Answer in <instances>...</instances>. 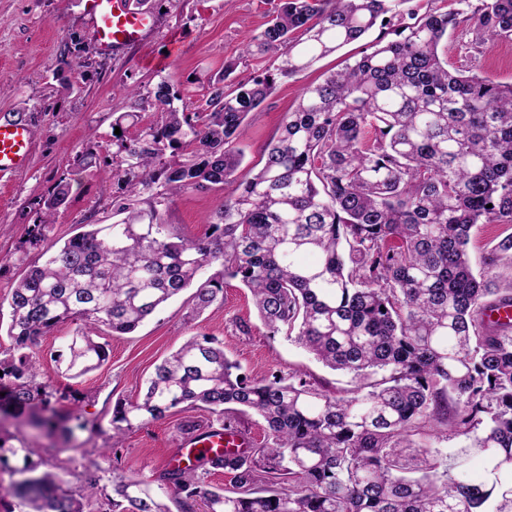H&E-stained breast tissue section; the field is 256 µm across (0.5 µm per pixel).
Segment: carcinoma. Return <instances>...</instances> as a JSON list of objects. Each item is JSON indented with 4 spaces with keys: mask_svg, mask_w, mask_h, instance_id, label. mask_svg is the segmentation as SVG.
Segmentation results:
<instances>
[{
    "mask_svg": "<svg viewBox=\"0 0 512 512\" xmlns=\"http://www.w3.org/2000/svg\"><path fill=\"white\" fill-rule=\"evenodd\" d=\"M410 0H279L245 52L274 53L265 73L228 92L217 82L201 105L165 80L154 91L156 119L134 137L117 136L113 224H91L57 248L44 230L67 202L59 181L28 238L42 262L13 286L10 357L0 381L39 426L69 421L37 381L30 350L68 322L71 378L108 360L98 331L130 334L192 288L190 314L224 302L239 281L261 321L332 370L361 382L349 396L290 373L252 380L213 336H193L155 367L143 394L116 403L112 441L177 408H200L226 431L248 409L266 424L264 444L216 449L191 468L167 467L160 484L112 475L100 512H512V324L490 314L512 309V233L480 268L470 260L478 224L512 227V84L448 67V32L460 25L476 43L512 40V0H454L444 10ZM391 27L362 55L308 88L285 115L262 166L237 180L234 142L248 114L290 77L325 55ZM114 126H135L140 91ZM179 156L170 161L165 155ZM234 183L208 217L212 232L187 240L158 205L189 189ZM144 194L152 202L140 207ZM214 263L221 270L206 277ZM429 428L473 435L448 458L416 445ZM477 454L475 477L455 470ZM229 475V486L209 477ZM80 491L46 470L6 494L29 512H86L100 476L84 469Z\"/></svg>",
    "mask_w": 512,
    "mask_h": 512,
    "instance_id": "cac0c4a2",
    "label": "carcinoma"
}]
</instances>
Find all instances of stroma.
Returning a JSON list of instances; mask_svg holds the SVG:
<instances>
[{
	"mask_svg": "<svg viewBox=\"0 0 512 512\" xmlns=\"http://www.w3.org/2000/svg\"><path fill=\"white\" fill-rule=\"evenodd\" d=\"M278 0H156L148 12L150 28L144 40L116 55L99 51L83 0H0V122L22 121L32 132L28 164L0 175V359L7 358L11 341L9 322L11 289L38 260L27 245L38 223L44 198L59 181L71 186L68 203L59 210L46 232V245L62 244L83 224H109L114 220L112 200L124 194L123 185L105 179L96 169L75 162L77 154L93 149L100 159L118 153L112 136L115 118L127 111V86L141 93L167 81L194 103H203L208 87L226 76L227 87L253 76L275 72L276 57L244 55L246 38L262 30ZM363 42L345 45L312 67L290 77L277 78L267 100L249 113L244 134L235 147L243 156L237 173L244 179L259 161L266 143L277 135L285 113L298 105L304 89L320 82L325 73L341 68L360 54ZM88 59L85 68L67 70L61 52ZM235 63L232 74L224 67ZM448 63L462 66L501 83H512V41L475 44L464 32L448 39ZM229 191L216 185L203 191L188 190L163 205L166 223L187 239L209 232L207 217ZM185 298H177L151 316L134 333L103 334L109 350L107 362L82 378L62 373L53 357L72 330L63 325L45 336L35 349L39 381L63 394L64 408L87 422L79 432L82 446L73 449L61 432L50 433L23 418H0V435L8 445L0 449V487L24 477V471L42 462L54 464L60 475L92 464L101 468V487L112 488V473L158 477L182 438V426L192 420L205 425L209 412L173 410L164 419L129 433L115 462L105 461L104 448L112 446V410L117 402L135 399L159 364L189 336L206 335L221 340L225 353L240 362L255 379L297 373L330 394L356 389L351 375L332 371L314 360L296 343L270 335L259 319L251 295L239 282L224 287L223 302L199 318L188 320ZM248 331H241L240 322ZM82 397L67 399L69 390ZM36 448L25 456L24 447Z\"/></svg>",
	"mask_w": 512,
	"mask_h": 512,
	"instance_id": "1",
	"label": "stroma"
}]
</instances>
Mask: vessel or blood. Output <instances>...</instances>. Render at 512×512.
I'll use <instances>...</instances> for the list:
<instances>
[{"instance_id": "vessel-or-blood-1", "label": "vessel or blood", "mask_w": 512, "mask_h": 512, "mask_svg": "<svg viewBox=\"0 0 512 512\" xmlns=\"http://www.w3.org/2000/svg\"><path fill=\"white\" fill-rule=\"evenodd\" d=\"M86 14L94 29L101 52L114 50L141 42L149 22L145 14L131 11L126 0H86ZM31 131L22 123L0 124V174L23 167L30 153ZM248 442L239 436L224 434L213 428L203 434L182 438L170 461L174 464H197L202 449L247 447Z\"/></svg>"}]
</instances>
